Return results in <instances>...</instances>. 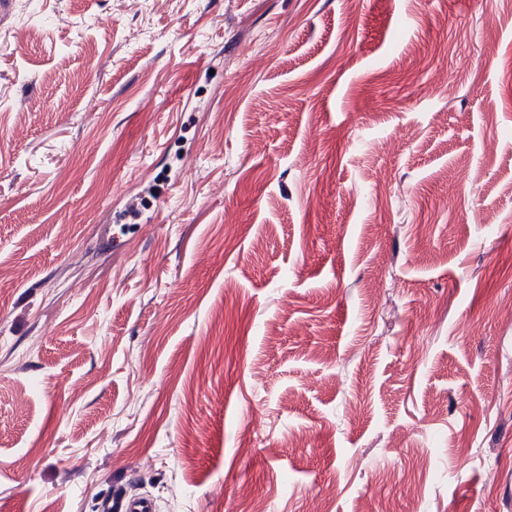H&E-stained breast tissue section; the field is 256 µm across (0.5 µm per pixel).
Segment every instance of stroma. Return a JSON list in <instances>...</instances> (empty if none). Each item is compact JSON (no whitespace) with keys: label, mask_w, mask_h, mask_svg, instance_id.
<instances>
[{"label":"stroma","mask_w":512,"mask_h":512,"mask_svg":"<svg viewBox=\"0 0 512 512\" xmlns=\"http://www.w3.org/2000/svg\"><path fill=\"white\" fill-rule=\"evenodd\" d=\"M0 268V512H512V0H15ZM102 512H154V503L147 497H132L120 500H105L101 503Z\"/></svg>","instance_id":"35a3bbf8"}]
</instances>
